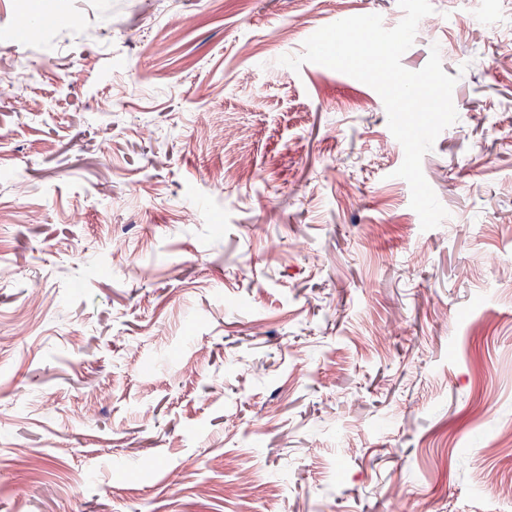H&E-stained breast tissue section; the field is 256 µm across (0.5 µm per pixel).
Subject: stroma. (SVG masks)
Listing matches in <instances>:
<instances>
[{
  "instance_id": "stroma-1",
  "label": "stroma",
  "mask_w": 512,
  "mask_h": 512,
  "mask_svg": "<svg viewBox=\"0 0 512 512\" xmlns=\"http://www.w3.org/2000/svg\"><path fill=\"white\" fill-rule=\"evenodd\" d=\"M431 5L425 231L380 95L278 63L397 0H0V512H512V0Z\"/></svg>"
}]
</instances>
